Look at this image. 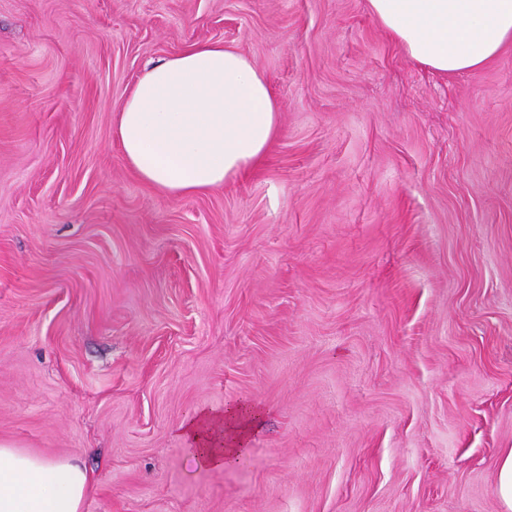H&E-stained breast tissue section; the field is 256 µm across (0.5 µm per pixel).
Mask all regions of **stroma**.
<instances>
[{"instance_id":"stroma-1","label":"stroma","mask_w":512,"mask_h":512,"mask_svg":"<svg viewBox=\"0 0 512 512\" xmlns=\"http://www.w3.org/2000/svg\"><path fill=\"white\" fill-rule=\"evenodd\" d=\"M221 42L281 132L170 198L116 142L148 61ZM264 409L200 466L201 410ZM0 442L83 512H504L512 42L442 76L366 0H0Z\"/></svg>"}]
</instances>
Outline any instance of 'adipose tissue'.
<instances>
[{"label":"adipose tissue","mask_w":512,"mask_h":512,"mask_svg":"<svg viewBox=\"0 0 512 512\" xmlns=\"http://www.w3.org/2000/svg\"><path fill=\"white\" fill-rule=\"evenodd\" d=\"M367 2L404 53L438 74L479 69L512 41V0ZM279 133V105L264 75L240 52L208 42L145 65L122 104L115 136L141 182L178 198L247 172ZM263 415L242 401L200 412L181 433L199 464L221 468L246 453ZM93 487L74 460L0 443V512H82Z\"/></svg>","instance_id":"obj_1"}]
</instances>
